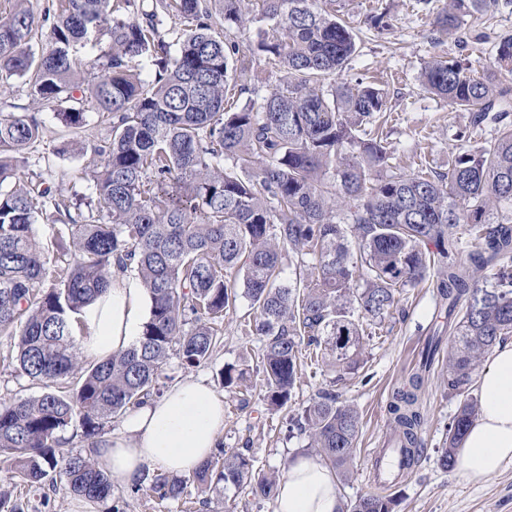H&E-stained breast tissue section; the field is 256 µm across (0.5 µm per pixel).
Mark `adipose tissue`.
<instances>
[{
    "mask_svg": "<svg viewBox=\"0 0 512 512\" xmlns=\"http://www.w3.org/2000/svg\"><path fill=\"white\" fill-rule=\"evenodd\" d=\"M144 290L139 282L114 279L80 318L87 337L84 356L100 359L127 349L137 338ZM481 401L464 440L461 469L478 483L512 461V343L496 345L477 377ZM224 429V402L199 380L176 383L136 408L121 432L101 439L93 450L100 469L132 482L146 469L192 474L210 455ZM336 473L312 457L290 462L277 489L275 512H342Z\"/></svg>",
    "mask_w": 512,
    "mask_h": 512,
    "instance_id": "adipose-tissue-1",
    "label": "adipose tissue"
}]
</instances>
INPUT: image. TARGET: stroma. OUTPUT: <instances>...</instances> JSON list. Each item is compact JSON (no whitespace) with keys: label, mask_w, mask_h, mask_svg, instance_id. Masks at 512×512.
Returning <instances> with one entry per match:
<instances>
[{"label":"stroma","mask_w":512,"mask_h":512,"mask_svg":"<svg viewBox=\"0 0 512 512\" xmlns=\"http://www.w3.org/2000/svg\"><path fill=\"white\" fill-rule=\"evenodd\" d=\"M414 3L334 0L332 7L337 15L352 22L358 35V49L345 77L379 81L387 93L389 111L381 130L394 148L395 164H426L444 173L456 152L454 135L468 125L470 114L450 107L443 98L421 92V70L431 57L440 56L460 61L473 74H482L493 60L494 40L512 33V10L496 13L487 22L469 18L459 39L437 34L433 14L417 11ZM378 6L386 7L391 16L389 28L381 32L366 21ZM40 117V137L29 155L31 170L42 173L51 193H88V157L61 152V144L70 135L55 108L43 109ZM436 279V271H429L419 285L400 292L382 323L362 337L361 366L343 381H336L326 361L304 360L292 397L281 409L270 408L263 398L262 344L240 327L252 312L244 298L238 301L235 312L225 317L224 342L211 358L194 368L170 358L167 382L172 385L200 379L208 384L224 401L220 447L243 451L256 471L280 478L286 475L292 458L314 454L307 446V437L292 431L294 419L318 392L334 389L339 400L356 406L361 422L355 468L348 479L337 483L343 501L384 492L394 498L395 512H512V461L480 484L468 482L460 467L448 469L440 463L448 424L459 404L448 392L447 365L442 360L436 362L422 395L426 423L418 463L403 481L387 489L370 470L373 452L392 429L386 411L388 399L415 369L428 336L443 324ZM230 365L246 371L252 383L248 396L221 384L220 374ZM186 495L183 501L160 502L145 494L132 495L129 484L116 480L111 497L92 505L74 496L64 480L52 474L42 487L24 491L21 503L23 512H275L274 499L254 497L245 485L216 493L191 482Z\"/></svg>","instance_id":"obj_1"}]
</instances>
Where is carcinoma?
I'll use <instances>...</instances> for the list:
<instances>
[{
    "instance_id": "1",
    "label": "carcinoma",
    "mask_w": 512,
    "mask_h": 512,
    "mask_svg": "<svg viewBox=\"0 0 512 512\" xmlns=\"http://www.w3.org/2000/svg\"><path fill=\"white\" fill-rule=\"evenodd\" d=\"M243 2L58 0L49 23L32 0H17L0 20V88L23 79L32 106L0 113V336L14 340L0 363L45 388L0 401V458L19 486L57 472L86 501L112 496V478L90 457L63 451L62 433L77 423L84 437H100L160 393L172 355L187 367L209 360L240 297L255 310L248 332L263 341L264 399L278 409L291 398L302 346L324 347L339 379L358 370L363 322L382 320L399 290L433 266L452 336L448 393L459 397L441 464H456L479 412L467 394L472 374L512 335V87L494 75L512 70V34L495 43L481 77L457 60L425 63L421 89L471 112L455 134L469 146L446 174L407 172L372 129L387 111L383 90L359 78L326 84L356 51L347 22L320 0H252L269 27L247 55L227 40L229 29L253 21ZM510 6L448 0L435 25L457 35L468 18ZM164 17L171 28H161ZM91 34L82 62L73 46ZM258 54L283 73L264 93L245 84ZM84 68L106 134L91 147L90 195L53 197L34 181L37 173L17 171L39 139L38 111L75 99ZM57 116L73 135L68 148L86 153L77 140L85 108ZM489 123L496 136L476 140ZM40 218L67 230L52 259L33 234ZM285 264L293 267L286 285ZM129 271L150 300L149 316L130 348L89 361L76 339L78 314ZM440 343L428 341L419 368L387 405L401 434V474L422 447L419 397ZM245 382L233 366L221 373L226 388ZM359 424L354 405L323 391L297 430L346 477ZM193 481L214 491L245 484L268 499L277 479L255 471L245 454L218 448ZM186 485L157 474L132 491L177 500ZM393 505L366 495L344 512H393Z\"/></svg>"
}]
</instances>
